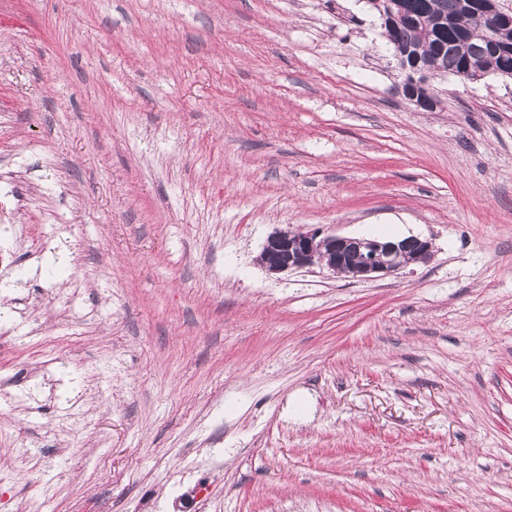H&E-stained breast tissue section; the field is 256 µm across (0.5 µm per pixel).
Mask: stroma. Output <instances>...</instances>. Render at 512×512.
I'll list each match as a JSON object with an SVG mask.
<instances>
[{
  "instance_id": "1",
  "label": "stroma",
  "mask_w": 512,
  "mask_h": 512,
  "mask_svg": "<svg viewBox=\"0 0 512 512\" xmlns=\"http://www.w3.org/2000/svg\"><path fill=\"white\" fill-rule=\"evenodd\" d=\"M403 80L365 0H0V512H512V81ZM259 261L269 274L326 266L334 273L353 280H376L424 263L432 256L428 239L360 238L341 235L320 236L318 233L270 234Z\"/></svg>"
}]
</instances>
